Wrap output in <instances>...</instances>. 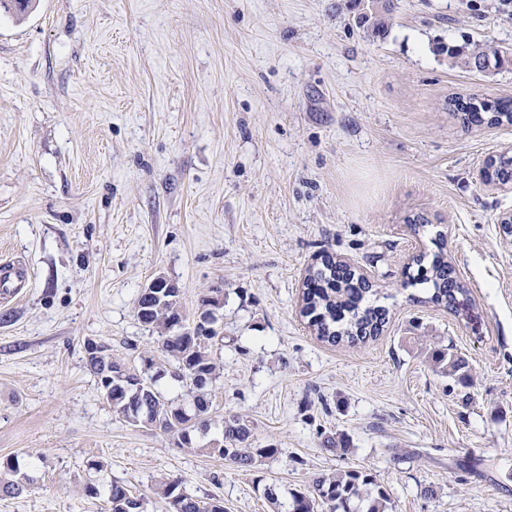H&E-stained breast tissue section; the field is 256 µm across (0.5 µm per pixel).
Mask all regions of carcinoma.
I'll use <instances>...</instances> for the list:
<instances>
[{
  "label": "carcinoma",
  "mask_w": 512,
  "mask_h": 512,
  "mask_svg": "<svg viewBox=\"0 0 512 512\" xmlns=\"http://www.w3.org/2000/svg\"><path fill=\"white\" fill-rule=\"evenodd\" d=\"M37 0H23L16 7L12 0H0V12L17 20L28 16L36 7ZM364 13L359 23L368 25L380 32L387 27L388 13ZM448 58L452 63L469 71L487 72L512 65V55L502 56L496 51L465 46L448 47ZM453 111L461 114L462 123L469 125L482 121L487 115V123L512 124V103L489 101L472 97L467 101H450ZM512 171V154L498 157L492 175L487 180H503ZM322 267L307 279L303 293V309L309 317V325L317 337L330 344L363 343L372 339L382 330L386 320V310L381 307L362 306L365 295L370 291L362 277L349 266L336 262L331 256H322ZM416 282L430 284L433 292L430 302L453 307L456 297L467 291L457 279L455 269L447 256L439 252L433 256L429 266L416 260ZM206 309L197 323L188 328L184 325L185 316L180 303V290L171 283L165 288H151L141 291L137 300L139 320L158 334L157 342L162 355L174 363L172 377L186 388L191 410L174 407L163 400L157 389V382L165 376L159 369L152 375H139L124 371L123 389L112 385V375L104 372L94 358L86 360L88 368L97 377L103 398L122 418L136 425H149L177 436L180 444L192 443L191 433L208 427L211 408L207 386L220 373V364L208 351L209 341L219 335V327L214 309L220 305L216 296L202 299ZM251 438L249 424L240 417L224 422L223 443L213 446V451L241 467L254 468L266 458L277 453V449L253 448L246 450ZM18 465L12 458L0 459V490L17 494L21 483L12 480L17 475ZM158 493L166 500L170 512H224V505L218 499L207 501L193 498L183 489L179 479H163L158 483ZM368 500L366 512H386L388 495L378 487L373 477L361 470L351 469L324 473L312 485L291 492L288 512H356L354 502ZM108 502L111 512H143L142 500L131 495L121 483L112 481L108 486Z\"/></svg>",
  "instance_id": "1"
}]
</instances>
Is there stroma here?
I'll use <instances>...</instances> for the list:
<instances>
[{
    "mask_svg": "<svg viewBox=\"0 0 512 512\" xmlns=\"http://www.w3.org/2000/svg\"><path fill=\"white\" fill-rule=\"evenodd\" d=\"M39 0L0 17V458L25 475L0 512H108L116 480L167 512L178 478L224 512H277L320 474L359 469L389 512H512V190L483 184L512 125H463L454 96L512 100V67L452 65L451 45L512 48V0ZM444 250L454 308L406 282ZM388 309L363 344L319 340L302 312L323 255ZM187 323L220 291L211 420L178 445L101 397L86 341L143 371L137 316L156 276ZM464 364L443 373L435 350ZM248 421L275 456L212 452ZM274 485L277 500L264 494ZM95 485L98 495L87 496Z\"/></svg>",
    "mask_w": 512,
    "mask_h": 512,
    "instance_id": "1",
    "label": "stroma"
}]
</instances>
